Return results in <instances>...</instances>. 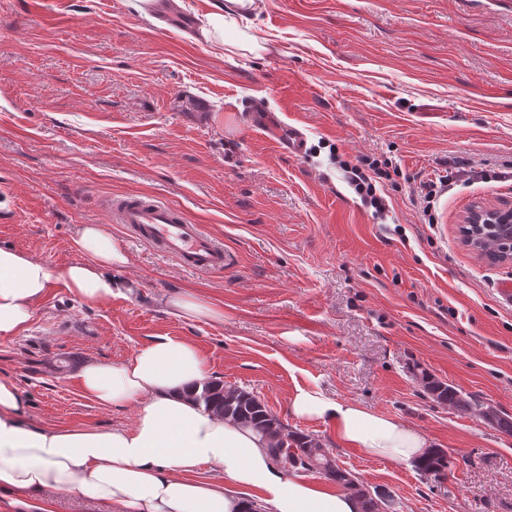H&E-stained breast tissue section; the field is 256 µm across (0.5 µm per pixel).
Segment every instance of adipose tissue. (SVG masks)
Instances as JSON below:
<instances>
[{"label": "adipose tissue", "instance_id": "1", "mask_svg": "<svg viewBox=\"0 0 512 512\" xmlns=\"http://www.w3.org/2000/svg\"><path fill=\"white\" fill-rule=\"evenodd\" d=\"M75 244L79 259L54 267L0 245V337L25 334L51 288L90 306L128 288L119 272L129 257L105 225H83ZM207 379L192 342L159 336L126 362L90 364L78 375L99 403L135 407L132 426L44 429L27 422L25 399L0 378V489L31 493L33 512H51V496L61 491L106 502L112 512H245L253 502L261 512H362L355 495L287 473L260 435L196 404L193 391ZM289 409L329 424L338 446L373 457L414 466L432 447L398 417L312 389L297 390ZM204 466L219 470L223 483L198 479Z\"/></svg>", "mask_w": 512, "mask_h": 512}]
</instances>
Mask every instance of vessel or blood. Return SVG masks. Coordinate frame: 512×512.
I'll list each match as a JSON object with an SVG mask.
<instances>
[{
	"label": "vessel or blood",
	"instance_id": "1",
	"mask_svg": "<svg viewBox=\"0 0 512 512\" xmlns=\"http://www.w3.org/2000/svg\"><path fill=\"white\" fill-rule=\"evenodd\" d=\"M258 128L269 134L272 145L281 153L301 151L303 135L299 129L285 136L277 134L268 116L262 117ZM111 209L114 222L126 225L136 237L177 259L185 269L210 271L229 263L222 243L168 203L153 197L128 196L113 203Z\"/></svg>",
	"mask_w": 512,
	"mask_h": 512
}]
</instances>
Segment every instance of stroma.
Instances as JSON below:
<instances>
[{
  "mask_svg": "<svg viewBox=\"0 0 512 512\" xmlns=\"http://www.w3.org/2000/svg\"><path fill=\"white\" fill-rule=\"evenodd\" d=\"M215 0H0V245L48 266L78 259L81 225H108L131 292L95 308L52 288L30 330L0 338V375L45 428L130 425L77 375L158 336L202 354L210 378L259 396L289 427L297 388L355 400L430 437L439 476L334 454L393 512H512V434L438 404L426 369L512 416V264L462 242L475 205L512 201V0H255L198 39ZM265 101L299 128L285 155L254 131ZM375 162L384 213L343 162ZM465 164L423 213L419 186ZM153 195L220 240L232 262L189 271L122 224L108 200ZM193 293L223 322L175 315ZM227 14H224V8H219L218 11L209 13L206 16L205 23L200 27V36L209 42H215L223 45L224 47V27L227 24Z\"/></svg>",
  "mask_w": 512,
  "mask_h": 512,
  "instance_id": "stroma-1",
  "label": "stroma"
}]
</instances>
